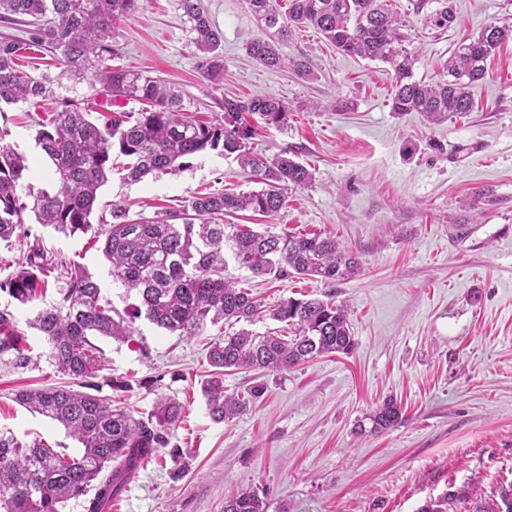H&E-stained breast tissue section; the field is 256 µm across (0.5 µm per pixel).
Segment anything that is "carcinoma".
<instances>
[{
    "label": "carcinoma",
    "mask_w": 512,
    "mask_h": 512,
    "mask_svg": "<svg viewBox=\"0 0 512 512\" xmlns=\"http://www.w3.org/2000/svg\"><path fill=\"white\" fill-rule=\"evenodd\" d=\"M138 0H0V22L25 25L22 39L0 37V103H26V117L37 128L36 140L54 165L56 191H40L29 204L19 194L30 174L26 157L0 143V241L25 244L23 215L31 210L37 223L62 232L86 233L100 189L112 174V154L129 158L122 178L139 182L149 176L175 175L188 159L208 150L235 156L240 167L262 175L265 188L240 193H197L177 208L132 219L124 202L112 203V223L104 225L102 254L110 274L138 304L130 318L143 317L180 336H194L206 324L227 326L206 344L211 368L201 381L211 418L221 423L243 414L259 397L260 387L239 394L224 392V371L249 368L286 371L323 353H348L355 347L345 310L332 300L289 298L271 310L224 277L225 255L257 278L293 274L323 281L346 278L359 268L352 252L336 238L320 234L258 232L245 224H226L224 216L252 211L277 217L286 207L290 186L311 179L310 171L284 151L262 159L250 151L254 128L244 114H258L268 125L288 119V105L273 95L224 99V113L208 122L187 106L188 94L158 77L136 70L114 69L106 62L118 52L114 21L132 16ZM264 36L246 51L267 69L285 67L281 45L290 29L311 27L345 54L389 64L395 76L391 109L422 112L434 121L472 110L470 89L486 76V63L502 44L512 42V21H495L463 39L448 60L447 75L436 82L415 78L417 51L401 32L403 23L386 0H246ZM190 24L198 69L211 82L224 80L223 35L214 27L200 0H179ZM36 49L58 55L62 70L52 78L21 69L22 53ZM84 83L92 98L116 107L103 121L92 117L84 101L59 94L67 83ZM53 100L55 113L41 115L42 103ZM139 103L136 112L123 107ZM27 245V244H25ZM0 278V294L11 303L0 307V369L33 370L41 360L76 381L79 389L47 386L19 390L14 400L32 413L64 427L82 445L71 455L41 437L19 439L0 428V512H61L70 500L84 512H105L144 464L168 447L166 429L184 410L179 402L157 399L146 417L95 394L103 354L96 336L131 338L130 323L114 316L94 276L78 263L65 264L39 240L12 261ZM64 280L57 299L44 300L49 278ZM30 308L25 327L10 304ZM295 330L288 338L259 335L240 323L255 324L264 316ZM35 330L46 345L33 353L27 331ZM401 419L391 399L371 416L372 430H388ZM224 512H266L254 492L224 500ZM473 512H512V484L473 505Z\"/></svg>",
    "instance_id": "cac0c4a2"
}]
</instances>
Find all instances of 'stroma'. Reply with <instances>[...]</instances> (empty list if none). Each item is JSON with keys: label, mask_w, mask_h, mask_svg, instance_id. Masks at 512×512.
Returning <instances> with one entry per match:
<instances>
[{"label": "stroma", "mask_w": 512, "mask_h": 512, "mask_svg": "<svg viewBox=\"0 0 512 512\" xmlns=\"http://www.w3.org/2000/svg\"><path fill=\"white\" fill-rule=\"evenodd\" d=\"M392 3L418 50L415 74L431 82L443 77L463 38L512 18V0H453L455 20L439 28L430 21L438 0ZM202 4L224 36L223 82L201 78L177 0H139L134 16L118 19L112 64L181 87L203 121L220 117L228 96L270 94L287 103L282 125L254 119L252 150L263 158L291 151L313 177L289 189L280 216L240 212L230 221L334 236L357 255L360 270L334 282L255 278L234 263L225 274L267 308L289 297L335 301L347 310L356 345L281 372L225 371L227 392L256 384L262 392L243 415L217 423L199 383L209 371L206 343L219 327L177 336L140 318L131 341L96 338L105 353L96 378L101 396H119L143 416L161 396L184 406L167 431L183 453V475L173 478V462L158 458L125 485L112 512H224L225 498L244 490L264 498L267 512H420L467 486L492 496L512 483V42L472 88V112L433 123L392 111L387 64L339 53L302 27L281 50L307 60L310 76L268 70L246 52L262 34L246 0ZM24 110L0 106V131L28 158L32 191H49L53 165L37 152ZM126 162L113 155L116 171L100 190L95 219H110L116 201L150 216L197 192L262 187L216 151L191 158L177 175L135 184L117 171ZM24 227L87 268L115 311L135 304L90 235L58 232L30 212ZM158 375L161 386L141 387ZM111 377L131 379V390L114 393ZM68 383L45 362L25 373L0 370V427L78 452L62 427L13 400L21 388ZM389 399L402 410L400 422L372 432L370 415Z\"/></svg>", "instance_id": "obj_1"}]
</instances>
